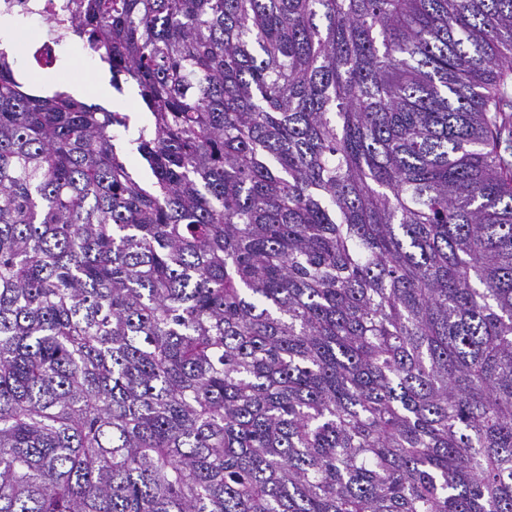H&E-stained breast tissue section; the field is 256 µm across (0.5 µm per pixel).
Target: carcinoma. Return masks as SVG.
<instances>
[{
  "label": "carcinoma",
  "instance_id": "obj_1",
  "mask_svg": "<svg viewBox=\"0 0 512 512\" xmlns=\"http://www.w3.org/2000/svg\"><path fill=\"white\" fill-rule=\"evenodd\" d=\"M150 124L0 48V512H512V0H68Z\"/></svg>",
  "mask_w": 512,
  "mask_h": 512
}]
</instances>
